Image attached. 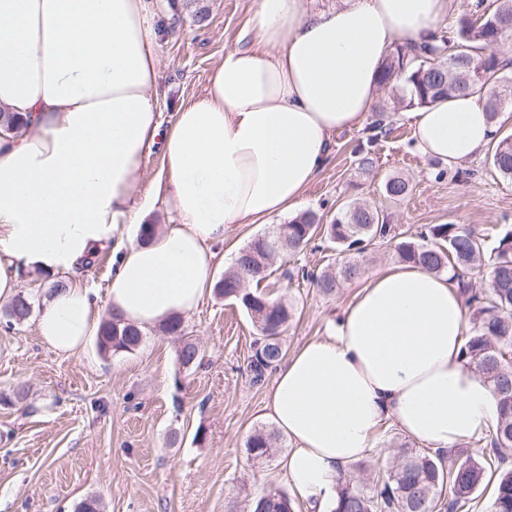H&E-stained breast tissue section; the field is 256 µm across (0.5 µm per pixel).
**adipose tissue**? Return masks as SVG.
Masks as SVG:
<instances>
[{
	"label": "adipose tissue",
	"mask_w": 512,
	"mask_h": 512,
	"mask_svg": "<svg viewBox=\"0 0 512 512\" xmlns=\"http://www.w3.org/2000/svg\"><path fill=\"white\" fill-rule=\"evenodd\" d=\"M451 3L340 0L306 14L301 0H258L253 44L225 50L165 128L145 0H0V108L29 119L25 133L0 138V299L13 297L23 267L67 277L37 331L56 352L80 351L100 309L70 272L108 244L114 316L149 330L194 312L218 246L302 204L336 134L373 110L387 53L427 40ZM406 118L420 153L450 166L512 123L475 95ZM157 140L151 193L172 202L175 221L144 236L134 190ZM465 328L456 282L395 266L279 368L264 412L288 440L281 469L309 512H330L339 479L385 420L441 451L498 423L491 386L461 358Z\"/></svg>",
	"instance_id": "adipose-tissue-1"
}]
</instances>
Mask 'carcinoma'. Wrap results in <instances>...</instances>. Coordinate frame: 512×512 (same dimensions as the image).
Returning <instances> with one entry per match:
<instances>
[{
    "instance_id": "carcinoma-1",
    "label": "carcinoma",
    "mask_w": 512,
    "mask_h": 512,
    "mask_svg": "<svg viewBox=\"0 0 512 512\" xmlns=\"http://www.w3.org/2000/svg\"><path fill=\"white\" fill-rule=\"evenodd\" d=\"M512 42V0H477L476 15H464L455 27L441 31L421 45L397 44L386 58L379 76L384 97L375 107V119L366 128V138L356 145L358 168L373 167L372 147L385 135L388 113L425 108L461 94H482L484 86L512 84V58L499 53ZM27 128L26 119L0 111V137L15 135ZM494 169L512 179V134L499 137L489 148ZM411 191L409 182L390 178L385 195L399 201ZM276 249L264 246V235L252 238L236 254L233 270L224 273L214 286L217 295L236 300L259 332L247 363L250 383L261 385L285 357L281 333L292 317V307L281 300L247 291L245 284L267 281L273 251L296 254L315 238L322 237L336 252V267L313 275L311 282L330 295L343 281L361 275L356 258L385 246L400 261L433 273H448L460 284L465 307L470 311L471 328L466 335L462 357L492 387L500 408V419L491 439L494 459H479L460 450L447 461L441 451H422L402 445L387 465L372 476L354 480L343 478L337 488L332 512H458L477 499L482 488L494 484L489 512H512V466L501 454L512 448V230L491 237L476 229L456 224H434L412 237L397 240L386 217L377 207L350 203L336 212L333 222L316 224V214L302 213L269 232ZM489 267L485 287L475 288L464 281V271L475 265ZM31 302L17 296L6 314L16 322L27 319ZM98 346L104 353L130 352L142 342L143 332L134 324L116 317L99 329ZM202 350L183 339L178 352L186 368L200 365ZM274 433L256 429L246 440L247 453L266 459ZM299 503L287 491L272 487L253 497L249 512H295Z\"/></svg>"
}]
</instances>
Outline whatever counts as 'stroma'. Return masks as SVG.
Returning a JSON list of instances; mask_svg holds the SVG:
<instances>
[{"instance_id": "obj_1", "label": "stroma", "mask_w": 512, "mask_h": 512, "mask_svg": "<svg viewBox=\"0 0 512 512\" xmlns=\"http://www.w3.org/2000/svg\"><path fill=\"white\" fill-rule=\"evenodd\" d=\"M148 8L159 33L155 93L167 126L203 92L225 50L240 46L256 0H148ZM360 136L354 129L337 134L304 196L302 211L316 213L319 223H331L343 204L367 200L403 238L433 224L512 226V180L486 155L437 167L420 154L408 122L396 119L365 172L353 154ZM394 176L410 183L404 200L383 192ZM335 258L318 239L275 257L270 292L294 309L284 333L288 351L325 336L328 319L365 277L397 263L392 250H377L364 258L361 278L329 296L301 278L300 269L319 272ZM52 283L20 272L17 292L32 304L22 323L8 324L0 303V512H76L92 497L103 512H246L248 497L285 487L286 437L277 438L269 462L247 458L248 435L275 425L262 414L266 386L251 385L245 372L256 329L237 303L213 295L183 317V336L205 354L201 366L186 368L178 361L182 336L159 330L146 332L131 352L101 353L93 338L71 355L53 351L36 328ZM407 440L384 421L349 477L386 465Z\"/></svg>"}]
</instances>
